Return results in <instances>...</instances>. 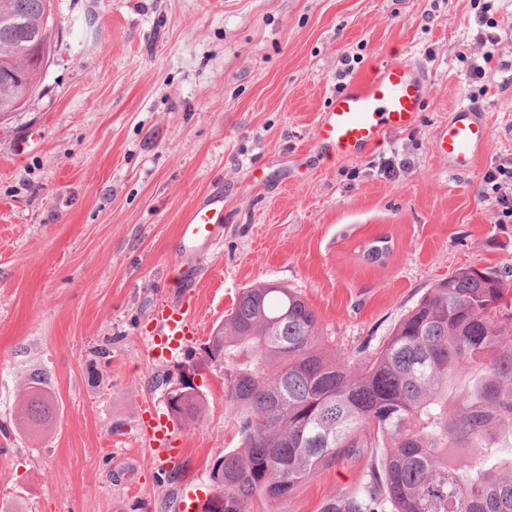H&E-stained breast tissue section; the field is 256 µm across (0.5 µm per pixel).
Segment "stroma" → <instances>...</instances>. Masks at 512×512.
<instances>
[{
    "label": "stroma",
    "mask_w": 512,
    "mask_h": 512,
    "mask_svg": "<svg viewBox=\"0 0 512 512\" xmlns=\"http://www.w3.org/2000/svg\"><path fill=\"white\" fill-rule=\"evenodd\" d=\"M41 85L0 118V512H178L202 501L213 461L240 449L224 370L204 346L243 288L280 282L316 311L329 349L378 348L439 280L492 268L512 288V221L498 223L484 175L512 155V0H493L500 42L465 86L473 0H52ZM417 66L426 100L412 129L363 158L318 153L316 120L342 71ZM491 139L469 171L435 151L469 95ZM388 157L405 164L378 172ZM222 241L183 250L178 229L214 192ZM389 240L370 263L365 244ZM164 304L198 332L158 355ZM43 370L54 425L16 415ZM191 373L201 418L182 453L156 461L141 422L166 412L161 376ZM368 456L344 454L287 501L254 512H322L361 483Z\"/></svg>",
    "instance_id": "1"
}]
</instances>
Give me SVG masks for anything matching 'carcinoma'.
<instances>
[{
	"label": "carcinoma",
	"instance_id": "cac0c4a2",
	"mask_svg": "<svg viewBox=\"0 0 512 512\" xmlns=\"http://www.w3.org/2000/svg\"><path fill=\"white\" fill-rule=\"evenodd\" d=\"M50 0H0V115L40 86L50 46ZM388 240L365 246L371 263ZM495 270L461 268L440 280L362 363L329 355L314 310L278 283L244 289L212 337L225 402L242 452L215 460L221 512L288 499L350 448L372 449L359 489L323 512H512V304ZM41 373L29 374L18 426L38 434L55 419ZM204 401L183 389L169 413L196 422Z\"/></svg>",
	"mask_w": 512,
	"mask_h": 512
}]
</instances>
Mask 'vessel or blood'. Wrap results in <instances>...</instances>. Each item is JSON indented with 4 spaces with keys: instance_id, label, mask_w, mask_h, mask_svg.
I'll use <instances>...</instances> for the list:
<instances>
[{
    "instance_id": "obj_1",
    "label": "vessel or blood",
    "mask_w": 512,
    "mask_h": 512,
    "mask_svg": "<svg viewBox=\"0 0 512 512\" xmlns=\"http://www.w3.org/2000/svg\"><path fill=\"white\" fill-rule=\"evenodd\" d=\"M425 101L424 81L416 67L406 62L377 66L364 80L336 92L316 122L315 145L339 160L358 159L380 147L392 134L411 129ZM490 127L483 114L460 107L437 132V149L451 168L465 171L484 151ZM224 222V199L208 198L189 212L179 227L182 243H213ZM157 328L152 343L165 347L192 330V318L180 305L157 308ZM142 433L165 463L179 455L173 444L174 428L163 415L145 421Z\"/></svg>"
}]
</instances>
